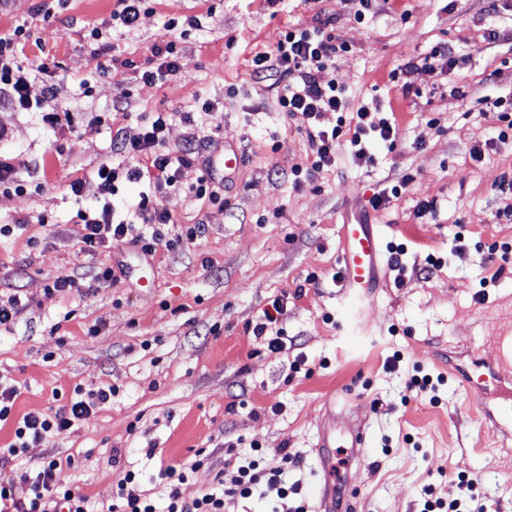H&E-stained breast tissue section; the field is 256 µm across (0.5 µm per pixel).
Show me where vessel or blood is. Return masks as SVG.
<instances>
[{
  "label": "vessel or blood",
  "mask_w": 512,
  "mask_h": 512,
  "mask_svg": "<svg viewBox=\"0 0 512 512\" xmlns=\"http://www.w3.org/2000/svg\"><path fill=\"white\" fill-rule=\"evenodd\" d=\"M340 282L351 319H358L382 281L386 251L380 225L357 217L342 226Z\"/></svg>",
  "instance_id": "obj_1"
}]
</instances>
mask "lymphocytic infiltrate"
<instances>
[{
  "label": "lymphocytic infiltrate",
  "instance_id": "f902f5d3",
  "mask_svg": "<svg viewBox=\"0 0 512 512\" xmlns=\"http://www.w3.org/2000/svg\"><path fill=\"white\" fill-rule=\"evenodd\" d=\"M31 37L29 29L17 26L12 32L0 35V99L13 109L27 112L43 110V120L53 126L61 125L58 111H44L45 102L56 94V86L46 82L35 86L34 73L51 69L48 59L35 65H23L21 56ZM348 46L328 29L327 21L313 28L293 26L281 30L273 52L256 53L252 59V76L256 82L276 88L278 110L286 117L296 119L311 152L312 161L305 167L307 177H314L336 162L340 144H347L354 161L372 162L367 146L370 138L392 144L398 129L388 118L375 117L366 105L352 106L344 88L332 81H323L322 74L329 69L338 53ZM337 113L336 125L323 127L324 113ZM173 115L156 112L146 120L141 131L128 136L123 130L112 133V152L122 158L120 164H101L93 172L101 204L92 211L78 210L77 240L81 251L90 253L115 243H129L139 247L143 254L155 253L162 237L160 228L171 220L163 200L175 187L181 167L189 165L193 148L178 151L167 145L166 130ZM148 180L149 188L127 204V215L118 218L111 203L120 185ZM113 386L95 391L74 388L66 405L54 413L31 411L14 418L18 397L16 385L0 382V423L14 422L13 439L8 447L0 448V460L9 462L22 455L36 443L70 431L87 417L97 401L115 395ZM279 466L261 467L259 460L249 459L235 471L221 472L215 477V487L199 497L184 498L181 487L199 467L191 462L182 468H167L165 512H224L225 501L249 496L259 483L279 487L288 494L286 477L289 468L298 466L299 459L287 449H279ZM30 486L26 500L14 498L11 488L0 486V512H88V498L78 487L62 475L61 464L54 459L44 460L23 476ZM476 481L464 473L448 477V496L438 498L433 487H425L423 512H487V504L474 493Z\"/></svg>",
  "mask_w": 512,
  "mask_h": 512
}]
</instances>
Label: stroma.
Returning <instances> with one entry per match:
<instances>
[{
  "instance_id": "1",
  "label": "stroma",
  "mask_w": 512,
  "mask_h": 512,
  "mask_svg": "<svg viewBox=\"0 0 512 512\" xmlns=\"http://www.w3.org/2000/svg\"><path fill=\"white\" fill-rule=\"evenodd\" d=\"M39 0H0V34L23 25L33 41L25 54H48L56 67L52 105L68 111L72 130H54L40 110L19 112L0 102V155L14 160L18 177L37 176L41 191L0 192V225L25 219L23 228L0 238V297L18 292L27 301L15 324L0 327V379L19 389L14 415L66 404L74 386L118 388L97 402L74 431L27 448L0 465V485L16 497L29 493L22 479L33 464L54 458L63 474L89 498L91 512H106L123 471L143 475L142 488L165 507L162 467L203 453L206 461L183 486L193 498L213 484L228 456L259 447L264 463L278 465L277 449L300 457L289 469L297 491L259 484L235 498L227 512H287L305 503L319 512L323 479L315 445L329 412L360 419L368 433L362 459L336 458V496L354 512H421L422 489L447 496V473L477 477V492L495 512H512V437L478 418V389L512 386V372L499 368L493 337L512 328V274L483 286L492 268L489 247L512 241V195L494 190L512 173V136L498 140L499 123L489 100L512 97V0H377L375 16L360 23L350 0H154L131 27L113 21L116 0H70L50 17ZM331 18L348 51L337 55L323 78L347 91L352 103L376 102L393 111L395 146L374 141L371 166L354 162L340 147L336 164L314 179L294 184L292 172L306 162L308 143L292 120L277 110V92L251 78L255 53L272 51L280 30L317 26ZM201 15L204 28L178 42L179 69L166 82L150 84L138 73L151 67L154 45L167 39L169 18ZM106 28L113 46L112 74L95 75L93 27ZM501 31L496 41L488 28ZM44 38L37 48L35 38ZM440 42L453 46L463 64L452 84L435 83L422 61ZM417 63L413 92L391 81L392 71ZM90 81L91 94L81 84ZM236 96H227L228 87ZM129 94L123 109L112 101ZM211 100L215 112L186 123L195 98ZM175 117L170 149L194 144L197 153L182 168L166 199L172 222L154 255L118 243L81 252L73 217L95 206L99 193L87 175L112 158V129L136 135L149 112ZM111 112V124L98 122ZM482 146L481 160L470 150ZM235 147L242 164L224 177V150ZM224 182V205L191 198L204 171ZM85 178L81 199L70 181ZM407 181L386 210L368 200L379 189ZM422 202L434 216L415 215ZM388 225L389 239L406 243L404 285L384 269L382 283L364 308L370 329L352 332L344 314V290L332 276L340 265L341 226L355 214ZM47 223H39V216ZM204 223L193 242H175L188 224ZM466 253L455 257V234ZM445 265L430 280L417 274L427 254ZM116 278L95 281L99 267ZM318 275L320 287L308 286ZM60 275L79 277L83 291L58 294L46 286ZM486 290L485 302L474 295ZM287 297L281 318L292 346L268 348L252 328L274 299ZM97 335H88L92 325ZM403 360L384 363L393 352ZM306 369L294 374L295 357ZM443 375L438 403L410 392L415 369ZM469 374L470 386L458 381Z\"/></svg>"
}]
</instances>
